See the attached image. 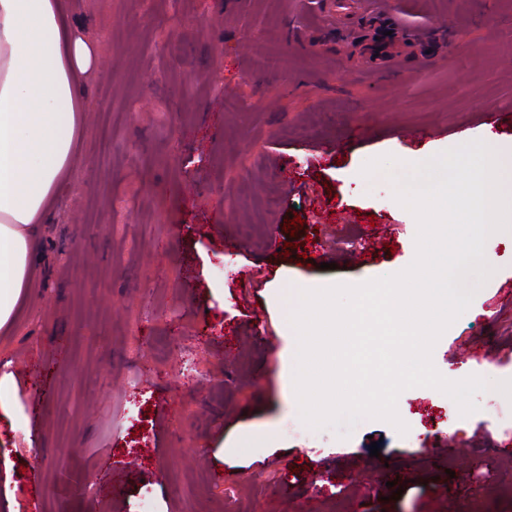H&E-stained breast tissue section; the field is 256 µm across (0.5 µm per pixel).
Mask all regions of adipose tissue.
<instances>
[{
  "mask_svg": "<svg viewBox=\"0 0 512 512\" xmlns=\"http://www.w3.org/2000/svg\"><path fill=\"white\" fill-rule=\"evenodd\" d=\"M96 56L63 0H0V330L15 319L38 228L72 167Z\"/></svg>",
  "mask_w": 512,
  "mask_h": 512,
  "instance_id": "1",
  "label": "adipose tissue"
}]
</instances>
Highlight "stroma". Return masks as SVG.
I'll list each match as a JSON object with an SVG mask.
<instances>
[{
  "instance_id": "35a3bbf8",
  "label": "stroma",
  "mask_w": 512,
  "mask_h": 512,
  "mask_svg": "<svg viewBox=\"0 0 512 512\" xmlns=\"http://www.w3.org/2000/svg\"><path fill=\"white\" fill-rule=\"evenodd\" d=\"M377 1L66 0L99 74L0 332V512H512L511 237L432 352L448 380L487 377L477 412L414 387L406 434L365 418L341 439L288 402L297 291L416 255L415 217L364 164L512 150V0H381L408 44L376 53L351 37Z\"/></svg>"
}]
</instances>
